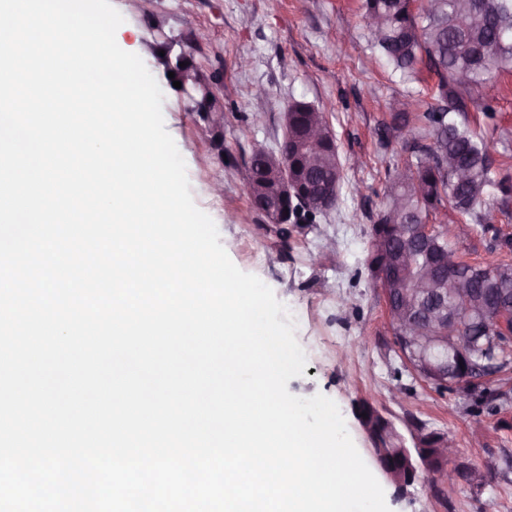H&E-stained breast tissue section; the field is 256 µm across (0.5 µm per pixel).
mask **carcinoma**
Returning <instances> with one entry per match:
<instances>
[{"label": "carcinoma", "mask_w": 512, "mask_h": 512, "mask_svg": "<svg viewBox=\"0 0 512 512\" xmlns=\"http://www.w3.org/2000/svg\"><path fill=\"white\" fill-rule=\"evenodd\" d=\"M363 21L371 46L393 66V73L406 83L418 81L419 66H424L438 78L431 96L432 102L421 113V100L409 96L398 102L391 114L392 123L379 129V141L389 145L398 139L410 159L403 174H393L385 202L376 213L370 233V246L365 260L372 270V259L393 248L410 253L408 281L422 280L423 270L440 250L458 256L446 224L438 225L434 239L418 244L414 239L415 225L424 224L440 206L468 215L481 227L493 219V213L512 211V185L496 177L484 136L457 120L469 109L473 93L487 91L488 71L512 73V45L498 46L502 33H512V0H426L417 11L410 12L406 0H364ZM378 14L386 20L379 34L371 31L369 18ZM478 46H495L497 51L489 70L474 67L472 52ZM184 70L197 77L194 90L199 99L210 96L208 77L186 60ZM302 128L331 130L323 112L297 114ZM269 150L255 148L248 161L245 187L252 202H262L273 195L271 179L262 176ZM309 168L317 180L336 173L337 188H342L343 172L339 154L319 149L309 158ZM495 186L498 195L487 205V189ZM328 208L298 205L297 224H314L317 216L326 215ZM462 272L472 281L473 295L486 301L503 288L512 289V260L501 259L485 265L459 261ZM459 351H448V367L457 360L473 365L475 377L487 369L500 372L512 366V337L504 335L496 316L473 307L463 317L458 330ZM467 390L475 404L488 411L497 409V396L470 383ZM497 464L491 460L484 469L471 468L462 478L481 485L492 477Z\"/></svg>", "instance_id": "obj_1"}]
</instances>
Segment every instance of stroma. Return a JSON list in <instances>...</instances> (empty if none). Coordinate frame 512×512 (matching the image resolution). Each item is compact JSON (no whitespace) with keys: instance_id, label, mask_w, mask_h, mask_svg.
Masks as SVG:
<instances>
[{"instance_id":"1","label":"stroma","mask_w":512,"mask_h":512,"mask_svg":"<svg viewBox=\"0 0 512 512\" xmlns=\"http://www.w3.org/2000/svg\"><path fill=\"white\" fill-rule=\"evenodd\" d=\"M124 18L120 48L140 54L163 93L165 128L186 163L195 205L215 222L220 242L243 272L258 276L293 310L295 337L308 370L287 384L291 394H323L338 405L347 430L375 470L390 512H512V371L486 376L502 406L488 412L462 390L437 391L407 371L398 356L386 304L365 259L371 224L389 186V168L407 160L400 143L382 146L376 129L409 85L387 60L372 55L361 15L364 0H111ZM206 38L194 57L220 80L224 125L214 129L154 68L156 32ZM494 99L475 98L466 114L487 139L500 177L512 182V73L496 78ZM322 109L336 136L344 183L336 209L316 224H293L288 236L266 223L245 190L246 163L256 146L275 147L292 101ZM512 238V215L461 234L464 260H496ZM368 400L403 436L416 427L448 434L456 464L493 457L503 467L482 486L423 474L398 492L378 472L355 412Z\"/></svg>"}]
</instances>
